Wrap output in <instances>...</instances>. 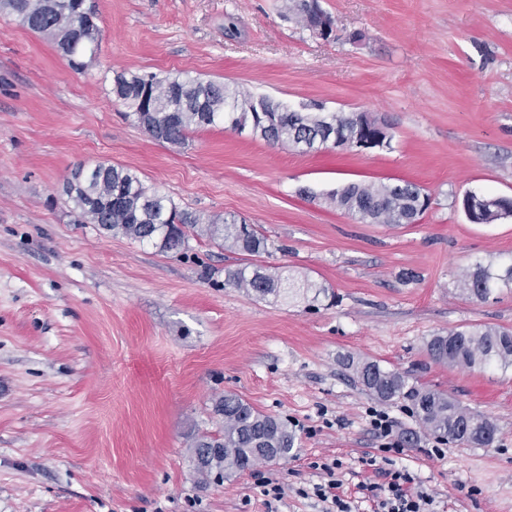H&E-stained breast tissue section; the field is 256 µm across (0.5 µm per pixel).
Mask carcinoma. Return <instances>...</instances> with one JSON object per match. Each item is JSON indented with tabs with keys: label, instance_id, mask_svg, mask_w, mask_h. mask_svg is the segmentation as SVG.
I'll return each instance as SVG.
<instances>
[{
	"label": "carcinoma",
	"instance_id": "cac0c4a2",
	"mask_svg": "<svg viewBox=\"0 0 512 512\" xmlns=\"http://www.w3.org/2000/svg\"><path fill=\"white\" fill-rule=\"evenodd\" d=\"M51 0H0V14L29 30L50 37L70 67L84 69L94 58L102 35L91 31L76 35L70 20L54 11ZM112 86L121 91L120 102L130 109L135 122L152 135L163 134V141L184 145L188 134L198 128L221 123L231 129L244 126L252 119L247 109L270 98L231 89L222 83L201 80L188 74L181 76L142 75L120 72ZM269 125L263 128L262 140L297 145L302 137L315 136L336 123L348 124L347 112H299L284 107L281 112L267 113ZM420 189L410 183H350L326 194L328 205L342 209L372 224H411L416 220L415 204ZM72 212L80 224H98L103 229L149 243L161 253H181L188 246L191 229L214 245L235 248L250 256L267 252V238L256 225L245 220L215 216L200 224L193 213L180 209L167 196L146 188L128 169L109 165L88 171L83 177L73 173L66 187ZM287 278L261 266L252 270L242 267L229 271L225 284L243 288L260 297L278 295ZM512 284V264L501 272L478 267L464 280L468 297L486 300L492 290ZM428 356L436 363L467 368L512 366V331L492 326L452 329L448 334L431 337L426 344ZM358 382L384 402L408 399L413 414L428 431L449 442L467 447L487 446L484 433L497 432L488 418L463 410L448 395L419 387L409 377L385 369L375 361L355 365ZM224 419V428L215 434L198 437L193 450L222 448L224 454L209 459L197 471L207 477L228 479L246 468L285 460L295 445V435L288 424L262 413L236 394L218 398L213 406Z\"/></svg>",
	"mask_w": 512,
	"mask_h": 512
}]
</instances>
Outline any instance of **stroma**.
I'll list each match as a JSON object with an SVG mask.
<instances>
[{
	"label": "stroma",
	"instance_id": "1",
	"mask_svg": "<svg viewBox=\"0 0 512 512\" xmlns=\"http://www.w3.org/2000/svg\"><path fill=\"white\" fill-rule=\"evenodd\" d=\"M102 39L73 70L46 37L0 16V512H267L261 478L284 479L278 512H322L297 488L338 459L343 496L368 512L367 411H389L408 470L435 512H512V367L431 361L430 336L512 330V287L476 302L462 278L512 262V218L473 224L466 194L512 198V0H320L335 33L290 20L286 0H87ZM234 32H226L227 22ZM121 71L189 74L302 112L365 111L390 147L271 146L221 125L185 145L151 138L111 93ZM131 169L201 222L259 225L253 258L193 236L185 255L77 223L79 166ZM411 183L414 224L364 223L323 197L349 183ZM295 288L261 299L225 285L249 264ZM370 360L448 394L497 426L488 447L448 444L405 399L383 402L347 360ZM234 393L287 421L292 457L224 481L194 468Z\"/></svg>",
	"mask_w": 512,
	"mask_h": 512
}]
</instances>
